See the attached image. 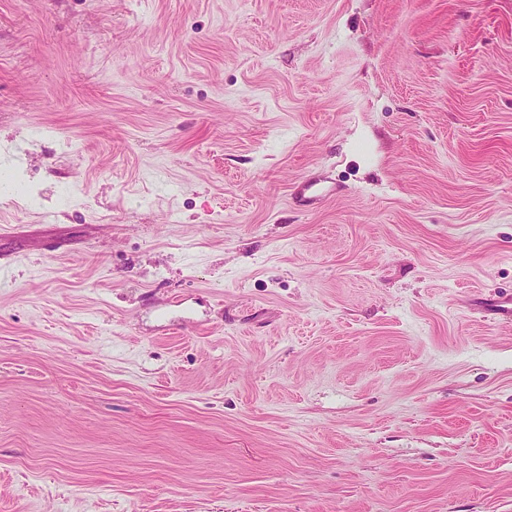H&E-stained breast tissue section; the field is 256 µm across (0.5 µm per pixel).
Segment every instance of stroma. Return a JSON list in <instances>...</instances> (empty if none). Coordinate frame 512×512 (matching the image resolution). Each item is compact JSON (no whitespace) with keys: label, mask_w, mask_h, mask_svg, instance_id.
<instances>
[{"label":"stroma","mask_w":512,"mask_h":512,"mask_svg":"<svg viewBox=\"0 0 512 512\" xmlns=\"http://www.w3.org/2000/svg\"><path fill=\"white\" fill-rule=\"evenodd\" d=\"M4 177L0 512H512V0H0Z\"/></svg>","instance_id":"35a3bbf8"}]
</instances>
